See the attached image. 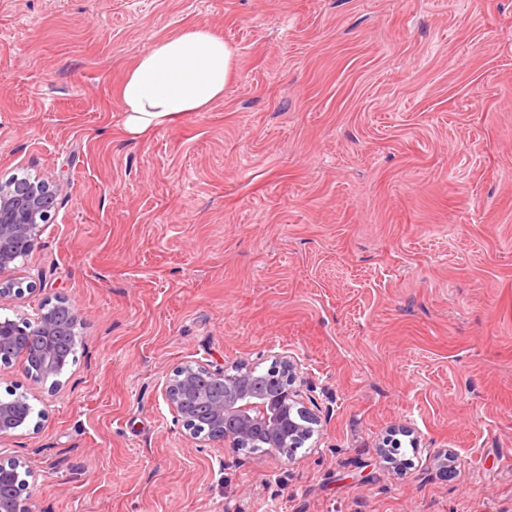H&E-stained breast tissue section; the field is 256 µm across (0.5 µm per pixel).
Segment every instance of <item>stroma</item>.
<instances>
[{
    "label": "stroma",
    "mask_w": 512,
    "mask_h": 512,
    "mask_svg": "<svg viewBox=\"0 0 512 512\" xmlns=\"http://www.w3.org/2000/svg\"><path fill=\"white\" fill-rule=\"evenodd\" d=\"M196 25L235 51L223 98L126 137L127 71ZM25 176L61 192L0 318L84 317L59 391L0 368L33 512H512V0H0ZM279 353L320 420L295 460L175 421L182 361ZM27 403L23 397L13 400L0 399V439L9 438L14 433L27 426L28 414L24 411Z\"/></svg>",
    "instance_id": "1"
}]
</instances>
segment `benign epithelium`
<instances>
[{
  "label": "benign epithelium",
  "instance_id": "7a95c632",
  "mask_svg": "<svg viewBox=\"0 0 512 512\" xmlns=\"http://www.w3.org/2000/svg\"><path fill=\"white\" fill-rule=\"evenodd\" d=\"M59 185L39 178H16L0 183V298L32 294L10 276L15 262L31 253L43 231L49 210L57 205ZM83 324L74 304L64 296L40 303L34 314L19 321L0 322V364L22 357L25 377L34 383L52 381L50 392L60 387L58 377L68 365L58 347L59 336L77 335ZM276 376L265 386L250 379L252 367L243 363L231 369H212L199 360L174 367L163 386L165 399L189 435L210 445L238 448L247 439L259 440L271 453L294 460L289 442L303 430H313L318 416L306 405L297 385L296 364L289 355L276 357ZM26 402L17 397L0 399V439L27 426ZM30 485H1L0 512H32Z\"/></svg>",
  "mask_w": 512,
  "mask_h": 512
}]
</instances>
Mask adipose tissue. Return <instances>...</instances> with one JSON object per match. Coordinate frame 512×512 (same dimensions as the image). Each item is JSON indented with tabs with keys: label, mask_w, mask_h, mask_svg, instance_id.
Returning <instances> with one entry per match:
<instances>
[{
	"label": "adipose tissue",
	"mask_w": 512,
	"mask_h": 512,
	"mask_svg": "<svg viewBox=\"0 0 512 512\" xmlns=\"http://www.w3.org/2000/svg\"><path fill=\"white\" fill-rule=\"evenodd\" d=\"M235 54L223 38L196 26L141 52L123 81L122 125L134 139L205 111L224 95Z\"/></svg>",
	"instance_id": "obj_1"
}]
</instances>
